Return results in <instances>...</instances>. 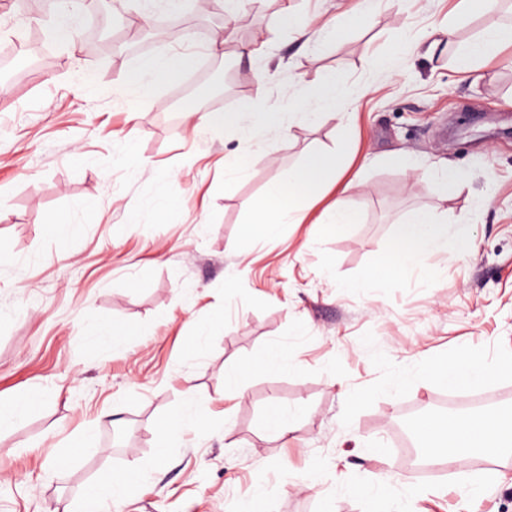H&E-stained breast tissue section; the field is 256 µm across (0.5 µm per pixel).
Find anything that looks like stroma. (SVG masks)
Returning a JSON list of instances; mask_svg holds the SVG:
<instances>
[{
	"label": "stroma",
	"mask_w": 512,
	"mask_h": 512,
	"mask_svg": "<svg viewBox=\"0 0 512 512\" xmlns=\"http://www.w3.org/2000/svg\"><path fill=\"white\" fill-rule=\"evenodd\" d=\"M458 3L260 0L208 35L170 37L145 26L165 0H112L123 43L97 51L59 38L56 10L0 0V44L16 50L0 73V402L37 395L0 430V512H76L99 474L134 468L145 478L122 512H239L260 487L267 512H368L360 490L381 476L410 512H512V454L414 477L400 445L414 414H447L455 395L422 364L512 360V44L465 79L454 45L427 38L451 24L456 42L476 41L512 26V4L462 15ZM32 31L51 48L42 72L29 69ZM165 53L189 54L184 76L199 81L223 67L202 106L241 111L262 84L260 110L294 120L246 143L192 129L184 76L128 90L141 59ZM331 74L342 122L297 120ZM341 141L336 183L303 223L247 237L279 172ZM231 157L248 173L228 183ZM447 167L464 186L439 181ZM162 199L174 210L157 211ZM337 201L357 221L328 235L319 219ZM419 211L446 220L448 248L401 270L396 227ZM60 212L80 227L64 244L50 226ZM115 322L121 352L91 337ZM273 347L288 367L226 388L225 367ZM190 390L205 418L155 462L154 426ZM273 400L300 412L282 438L264 423Z\"/></svg>",
	"instance_id": "1"
}]
</instances>
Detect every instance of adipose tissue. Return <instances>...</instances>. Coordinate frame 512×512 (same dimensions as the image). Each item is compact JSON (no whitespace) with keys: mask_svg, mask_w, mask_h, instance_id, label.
Masks as SVG:
<instances>
[{"mask_svg":"<svg viewBox=\"0 0 512 512\" xmlns=\"http://www.w3.org/2000/svg\"><path fill=\"white\" fill-rule=\"evenodd\" d=\"M184 61L180 58L154 56L144 59L138 69L129 75L130 90L137 96H146L163 79H173ZM249 116V131L281 127L287 115L283 112H263L246 105L244 114L210 112L206 125L212 129L239 127L242 116ZM334 165L330 156L312 159L306 164L288 169L272 182L263 196L252 207V218L246 226L251 236L273 239L280 235L283 225L302 221L300 201L317 196L322 189L325 173ZM448 247V226L429 212L415 213L406 223L397 227L396 263L411 269L426 254L437 253ZM427 372L444 387L459 383L477 384L495 377V364L460 353L452 359L426 367ZM490 425L487 435L478 444L464 440L468 429L466 420L447 418L430 421L419 440L427 457L449 460L478 450L479 454L494 457L501 449L512 446V412L490 410L484 416ZM143 480L142 474H104L82 496L79 512H109L114 503H126L135 498Z\"/></svg>","mask_w":512,"mask_h":512,"instance_id":"adipose-tissue-1","label":"adipose tissue"}]
</instances>
